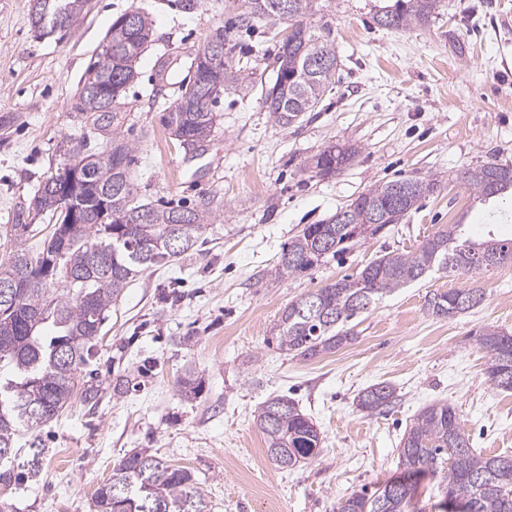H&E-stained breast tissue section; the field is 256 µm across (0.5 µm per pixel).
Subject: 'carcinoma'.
<instances>
[{"mask_svg":"<svg viewBox=\"0 0 512 512\" xmlns=\"http://www.w3.org/2000/svg\"><path fill=\"white\" fill-rule=\"evenodd\" d=\"M86 0H34L32 24L48 34L71 26ZM440 0H382L375 6L381 26L406 29L426 25ZM238 15L243 25L256 18L287 24L274 57L275 78L262 89L274 122L288 126L314 112L336 82V45L326 25L312 23L313 0H245ZM154 41L153 23L138 7L120 15L104 37L101 51L87 70L76 108L83 126L67 140L69 164L84 159L90 137H102L109 148L99 153L90 177L70 189L81 223H68L54 191L38 187L30 203L37 215L55 220L51 234L37 248L27 242L40 234L35 224H6L11 254L0 260V286L11 287L0 297V452L14 451L15 437L53 421L75 398L95 405L100 384L84 369L98 353L102 329L113 302L134 277L164 265L191 250L212 218L213 201L203 198L193 207L154 206L136 199L128 169L133 147L117 131V113L135 66ZM224 44V58L211 59L182 89L180 100L165 109L163 125L175 138L206 142L216 125L212 106L227 90L253 88L255 72L235 58L229 32L215 29L200 45ZM358 154L352 145L327 147L314 162L316 173L331 176ZM502 164L487 162L464 173L475 198L484 201L512 191V178L491 186ZM413 190L390 205L399 181L376 184L352 201L348 222L332 216L309 224L284 247L269 272L288 278L316 267L327 255L364 242L390 224H400L420 200L437 190L438 181L409 177ZM498 256L512 262V238L490 236L479 242L461 235L450 224L423 240L413 252L385 253L356 275L325 284L286 306L267 344L288 355L313 358L334 352L355 339L352 322L363 314L361 300L374 304L422 279L433 270L457 277L493 269L485 261ZM485 289L468 285L431 293L427 311L454 319L479 307ZM478 343L488 354L485 374L492 384L512 391V332L482 328ZM396 400L385 382L365 388L357 406L366 415L380 414ZM256 424L271 460L281 469L315 460L321 452V432L285 396H275L259 408ZM400 469L374 487L350 494L339 512H414L413 501L424 476H437L445 504L458 502L466 512H512V455H484L471 447L456 407L438 402L420 410L399 443ZM97 512H207L190 471L169 465L146 450L132 451L112 468L110 478L95 492Z\"/></svg>","mask_w":512,"mask_h":512,"instance_id":"obj_1","label":"carcinoma"}]
</instances>
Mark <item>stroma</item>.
Here are the masks:
<instances>
[{
	"label": "stroma",
	"instance_id": "35a3bbf8",
	"mask_svg": "<svg viewBox=\"0 0 512 512\" xmlns=\"http://www.w3.org/2000/svg\"><path fill=\"white\" fill-rule=\"evenodd\" d=\"M379 0H333L325 19L336 43V82L318 111L273 122L259 88L228 91L217 125L194 154L161 123L191 78V60L217 27L260 84L273 79L281 23L236 27L242 0H86L71 26L42 34L32 0H0V226L16 221L43 179L65 160L80 130L74 105L84 74L113 21L132 4L150 14L155 38L136 65L118 129L135 147L130 178L144 201L214 200L201 244L140 273L113 305L92 368L102 396L73 402L35 432L21 431L11 466L36 469L0 486V512H95L94 494L136 448L188 469L209 512H337L351 493L396 472L397 446L414 415L454 403L473 448L512 454V393L494 387L486 325L512 329V264L474 277L478 308L441 320L425 308L434 291L460 287L441 271L383 297L356 320L357 338L302 359L267 346L282 310L376 256L410 252L449 224L465 236H512V196L474 199L461 171L512 164V0H443L427 25L392 30L374 20ZM171 63L161 82L157 59ZM357 147L342 172L321 177L312 158L335 144ZM434 177L437 191L402 223L279 281L265 274L306 225L319 224L371 186ZM194 372L201 393L176 381ZM139 384L121 398L112 380ZM390 383L385 412L365 415L357 396ZM285 395L319 427L312 462L282 469L270 460L254 415Z\"/></svg>",
	"mask_w": 512,
	"mask_h": 512
}]
</instances>
